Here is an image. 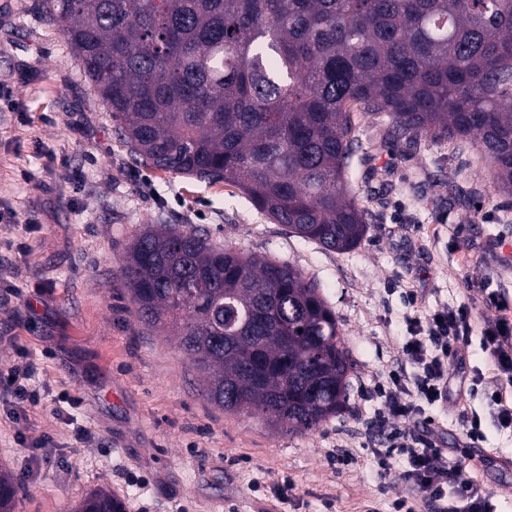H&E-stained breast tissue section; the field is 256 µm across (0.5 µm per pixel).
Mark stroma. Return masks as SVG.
I'll return each instance as SVG.
<instances>
[{"mask_svg":"<svg viewBox=\"0 0 512 512\" xmlns=\"http://www.w3.org/2000/svg\"><path fill=\"white\" fill-rule=\"evenodd\" d=\"M40 0H0V465L15 512H74L92 490L127 512H389L362 448L373 383L392 369L410 321L470 309L466 376L487 369L484 288L512 312V197L469 142L393 143L389 120L358 119L349 185L368 212L361 245L337 254L289 235L237 188L133 160L116 122ZM149 224L206 229L216 246L315 278L354 363L347 410L315 432L276 433L257 414L204 400L168 337L138 325L120 266ZM418 292L416 301L408 289ZM30 363L37 403L15 399ZM85 439H78V432ZM46 434L48 448L18 437ZM287 502L270 490L282 480Z\"/></svg>","mask_w":512,"mask_h":512,"instance_id":"obj_1","label":"stroma"}]
</instances>
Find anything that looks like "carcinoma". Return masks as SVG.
I'll return each instance as SVG.
<instances>
[{
  "label": "carcinoma",
  "mask_w": 512,
  "mask_h": 512,
  "mask_svg": "<svg viewBox=\"0 0 512 512\" xmlns=\"http://www.w3.org/2000/svg\"><path fill=\"white\" fill-rule=\"evenodd\" d=\"M143 163L247 195L327 250L367 210L354 114L393 141H472L512 195V0H42ZM141 324L173 337L202 395L303 435L346 407L352 359L319 284L287 263L148 225L120 268ZM17 489L0 470V512ZM76 512H126L99 488Z\"/></svg>",
  "instance_id": "cac0c4a2"
}]
</instances>
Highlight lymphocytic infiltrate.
<instances>
[{
  "label": "lymphocytic infiltrate",
  "mask_w": 512,
  "mask_h": 512,
  "mask_svg": "<svg viewBox=\"0 0 512 512\" xmlns=\"http://www.w3.org/2000/svg\"><path fill=\"white\" fill-rule=\"evenodd\" d=\"M488 326L482 341L492 370L458 385L449 372L472 336L467 308H445L413 329L401 348V366L376 384L382 400L370 421L378 446L372 454L388 487H403L391 503L392 512H413L423 497L432 512H494L492 494L471 475L457 449L443 447L425 426L426 407L445 403L457 407L462 392L482 391L488 413L499 429L512 430V334L504 326L496 293L484 298ZM402 457L394 467L393 457Z\"/></svg>",
  "instance_id": "f902f5d3"
}]
</instances>
